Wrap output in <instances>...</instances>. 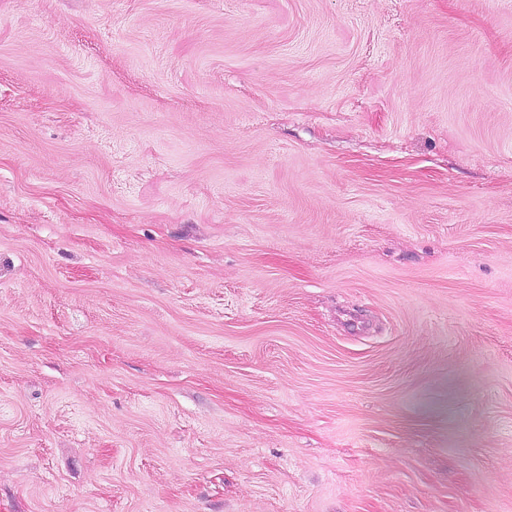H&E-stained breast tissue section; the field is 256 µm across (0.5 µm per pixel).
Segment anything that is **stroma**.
<instances>
[{
  "label": "stroma",
  "instance_id": "obj_1",
  "mask_svg": "<svg viewBox=\"0 0 512 512\" xmlns=\"http://www.w3.org/2000/svg\"><path fill=\"white\" fill-rule=\"evenodd\" d=\"M0 512H512V0H0Z\"/></svg>",
  "mask_w": 512,
  "mask_h": 512
}]
</instances>
